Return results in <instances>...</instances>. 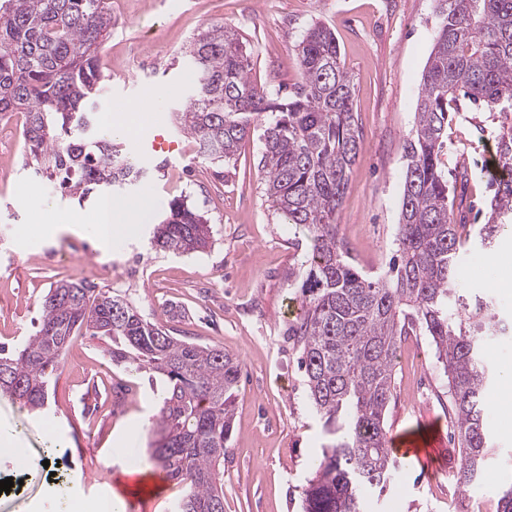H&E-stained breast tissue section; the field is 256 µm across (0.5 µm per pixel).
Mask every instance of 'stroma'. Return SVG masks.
<instances>
[{"label":"stroma","mask_w":512,"mask_h":512,"mask_svg":"<svg viewBox=\"0 0 512 512\" xmlns=\"http://www.w3.org/2000/svg\"><path fill=\"white\" fill-rule=\"evenodd\" d=\"M112 30L99 49L107 77L98 113L122 112L136 128L125 142L128 156L146 168L144 186L114 192L113 200L148 196V216L111 248L97 244L85 224L98 200L77 201L36 177L22 142L0 133V162L9 170L0 184V342L30 336L40 304L53 283L65 279L97 289L129 293L141 313L190 341L216 345L237 356L242 371L235 391L231 438L224 458V512H301L303 489L325 442L298 368L299 346L287 333L296 309L298 279L311 248L307 229L284 223L265 194L258 167L264 150L260 132L242 141L234 160H205L174 115L193 94L187 54L192 39L221 22L247 40L250 76L259 85L291 87L300 79L294 46L314 22L331 29L350 71L363 149L351 172L338 213L339 234L359 268L380 272L398 247L397 217L403 190L402 145L415 123L418 84L439 17L437 0H110ZM153 91L149 109L136 105ZM456 117L448 128L443 168L456 175L472 210L465 233L484 221L490 195L480 173L492 155L498 112L460 99L449 103ZM176 145L166 165L146 152L158 133ZM185 197L204 212L211 247L200 253L161 252L150 230L169 201ZM59 225L52 239L43 224ZM477 250L461 252L467 288L488 295L499 314L512 318V287H500L501 266H477ZM409 357L396 368L394 398L385 422L389 435L414 434L438 443L432 469L400 461V478L383 496L370 498L368 512H497V477L512 472V419L489 413L496 448L494 479L474 495L457 489V444L448 438V383L426 337L404 339ZM105 346L77 337L60 368L51 410L37 415L0 398V430L16 438L0 447V480L22 477L20 489L0 494V512H61V497L81 512H101L112 499L106 482H86L103 469L118 473L149 464V429L158 406L145 373L122 365L111 377L94 367ZM56 445V474L29 467L48 445Z\"/></svg>","instance_id":"35a3bbf8"}]
</instances>
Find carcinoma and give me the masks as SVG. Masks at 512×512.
I'll list each match as a JSON object with an SVG mask.
<instances>
[{"mask_svg":"<svg viewBox=\"0 0 512 512\" xmlns=\"http://www.w3.org/2000/svg\"><path fill=\"white\" fill-rule=\"evenodd\" d=\"M438 2L415 125L403 144L399 255L377 275L354 263L336 221L363 145L336 35L319 23L304 31L295 45L301 82L285 96L251 79L250 53L236 30L213 23L189 46L195 87L176 116L178 128L205 159L224 163L260 124L265 194L284 223L312 234L287 334L300 344L327 443L303 489L302 512H365L361 488L380 496L395 482L399 464L387 449L385 412L393 354L404 336L428 337L447 379L461 491L481 481L494 454L486 426L493 374L484 351L501 326L492 301L462 285L458 258L471 240L458 233L457 197L442 155L448 102L463 96L499 112L486 222L478 231L481 247L491 250L512 224V0ZM111 29L109 0H0V116L23 114L21 137L36 173L80 202L146 181L145 169L96 134L104 80L98 49ZM152 244L202 252L212 245V229L177 198ZM86 335L105 341L112 362L159 385L151 459L185 486L174 512H224L240 359L148 321L127 293L60 281L44 296L35 332L18 348L0 344V396L47 412L67 350ZM498 512H512V478L500 486Z\"/></svg>","mask_w":512,"mask_h":512,"instance_id":"1","label":"carcinoma"}]
</instances>
